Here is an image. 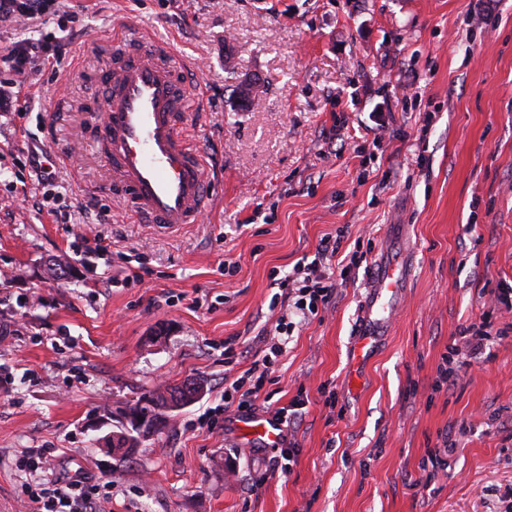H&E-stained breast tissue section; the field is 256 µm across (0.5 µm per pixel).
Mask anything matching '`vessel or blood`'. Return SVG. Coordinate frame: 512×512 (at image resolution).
Segmentation results:
<instances>
[{"instance_id": "1", "label": "vessel or blood", "mask_w": 512, "mask_h": 512, "mask_svg": "<svg viewBox=\"0 0 512 512\" xmlns=\"http://www.w3.org/2000/svg\"><path fill=\"white\" fill-rule=\"evenodd\" d=\"M103 73L105 93L90 116L91 147L112 170V195L135 220L164 229L197 223L209 203L211 174L180 130L193 110L181 63L166 44L131 33L117 42ZM363 323L349 351L350 384L360 387L385 323L406 285L407 268L379 262L369 272ZM246 441L279 446L281 428L268 415L238 417Z\"/></svg>"}]
</instances>
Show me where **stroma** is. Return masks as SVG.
I'll use <instances>...</instances> for the list:
<instances>
[{"label":"stroma","instance_id":"stroma-1","mask_svg":"<svg viewBox=\"0 0 512 512\" xmlns=\"http://www.w3.org/2000/svg\"><path fill=\"white\" fill-rule=\"evenodd\" d=\"M128 27L189 65L190 143L215 179L202 223L134 222L87 143ZM39 38L61 57L0 112V512H26L31 448L106 512H512V309L484 308L512 285V0H53L0 26V50ZM31 148L55 162L48 206ZM340 229L342 255L366 262L262 389L275 409L308 397L283 425L298 453L282 473L234 412L201 421L267 353L273 275ZM386 256L408 286L354 391L348 345ZM55 258L67 279L47 276ZM486 314L471 374L435 389ZM198 377L205 396L133 452L107 447L139 398Z\"/></svg>","mask_w":512,"mask_h":512}]
</instances>
